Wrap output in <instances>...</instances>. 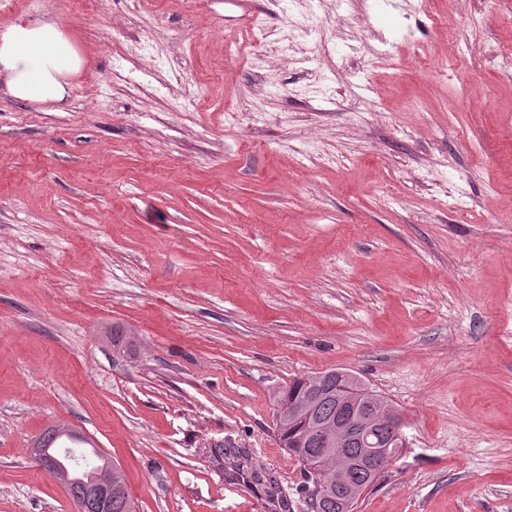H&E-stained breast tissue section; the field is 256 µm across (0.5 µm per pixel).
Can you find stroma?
Masks as SVG:
<instances>
[{
	"label": "stroma",
	"mask_w": 512,
	"mask_h": 512,
	"mask_svg": "<svg viewBox=\"0 0 512 512\" xmlns=\"http://www.w3.org/2000/svg\"><path fill=\"white\" fill-rule=\"evenodd\" d=\"M26 2L85 64L0 96V512H76L59 424L137 512H268L218 443L308 512L277 401L328 369L408 442L356 512H512V0ZM61 429L58 427L48 428L43 431L38 440V446L33 448L36 462L46 471L52 472L56 467V459L47 452L39 451V448H45L51 453H55L59 448H65L60 446L59 442L63 436H61Z\"/></svg>",
	"instance_id": "obj_1"
}]
</instances>
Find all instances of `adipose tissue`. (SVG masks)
I'll return each instance as SVG.
<instances>
[{"label": "adipose tissue", "mask_w": 512, "mask_h": 512, "mask_svg": "<svg viewBox=\"0 0 512 512\" xmlns=\"http://www.w3.org/2000/svg\"><path fill=\"white\" fill-rule=\"evenodd\" d=\"M83 59L50 18H18L0 27V74L5 96L32 104H60L70 95L68 76Z\"/></svg>", "instance_id": "adipose-tissue-1"}]
</instances>
